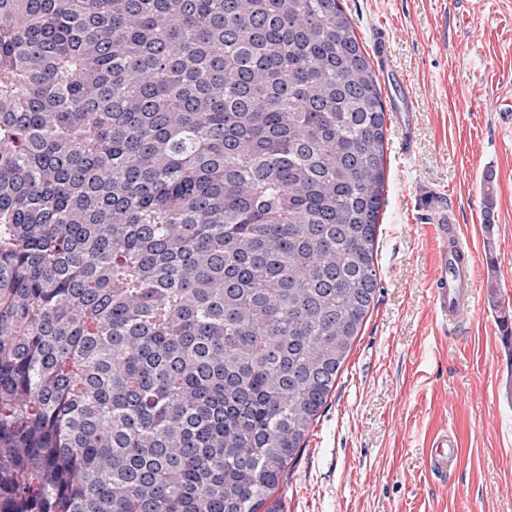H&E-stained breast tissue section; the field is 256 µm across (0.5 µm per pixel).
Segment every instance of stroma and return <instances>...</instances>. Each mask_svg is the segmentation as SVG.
I'll return each mask as SVG.
<instances>
[{"label": "stroma", "mask_w": 512, "mask_h": 512, "mask_svg": "<svg viewBox=\"0 0 512 512\" xmlns=\"http://www.w3.org/2000/svg\"><path fill=\"white\" fill-rule=\"evenodd\" d=\"M366 49L389 40L414 89L416 135L386 118L375 306L293 466L288 512H512V0H342ZM492 209H485V198ZM450 211L475 250L476 302L443 327L429 302ZM457 468L430 473L434 436ZM428 456L432 474L448 478L458 464V443L454 435L447 431L439 433L433 440Z\"/></svg>", "instance_id": "obj_1"}]
</instances>
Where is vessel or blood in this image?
Segmentation results:
<instances>
[{"label": "vessel or blood", "instance_id": "1", "mask_svg": "<svg viewBox=\"0 0 512 512\" xmlns=\"http://www.w3.org/2000/svg\"><path fill=\"white\" fill-rule=\"evenodd\" d=\"M437 233L442 244L438 250L437 272L430 301L441 323L459 322L469 311L475 294L473 251L468 241L449 238L446 222H439ZM458 443L449 432L439 433L428 456L432 474L448 476L458 464Z\"/></svg>", "mask_w": 512, "mask_h": 512}]
</instances>
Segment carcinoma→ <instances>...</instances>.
I'll use <instances>...</instances> for the list:
<instances>
[{
  "label": "carcinoma",
  "mask_w": 512,
  "mask_h": 512,
  "mask_svg": "<svg viewBox=\"0 0 512 512\" xmlns=\"http://www.w3.org/2000/svg\"><path fill=\"white\" fill-rule=\"evenodd\" d=\"M387 112L341 0H0V512H287Z\"/></svg>",
  "instance_id": "cac0c4a2"
}]
</instances>
